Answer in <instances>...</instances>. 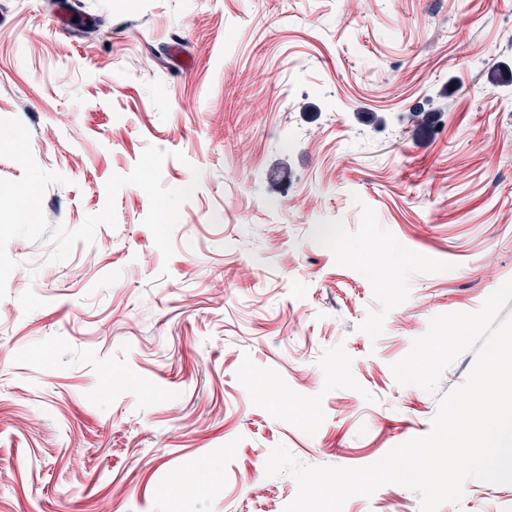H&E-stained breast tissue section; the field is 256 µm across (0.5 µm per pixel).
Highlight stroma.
Returning a JSON list of instances; mask_svg holds the SVG:
<instances>
[{"label": "stroma", "mask_w": 512, "mask_h": 512, "mask_svg": "<svg viewBox=\"0 0 512 512\" xmlns=\"http://www.w3.org/2000/svg\"><path fill=\"white\" fill-rule=\"evenodd\" d=\"M0 0V118L51 225L103 210L150 146L200 169L164 260L124 186L116 227L52 261L16 238L0 316V512H282L284 445L361 467L426 435L438 393L391 366L512 279V0ZM182 160H175V153ZM420 512L397 484L343 512ZM440 512H512L471 479Z\"/></svg>", "instance_id": "stroma-1"}]
</instances>
